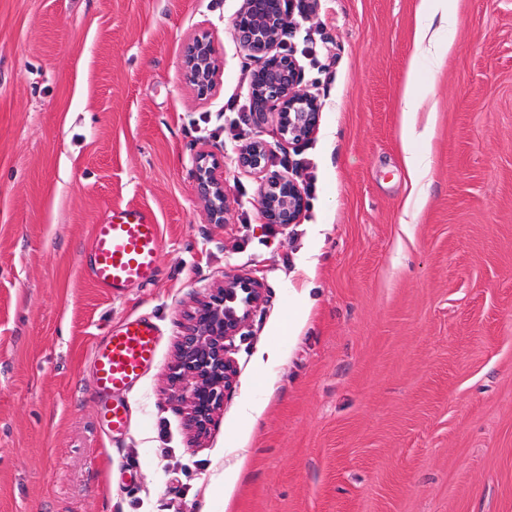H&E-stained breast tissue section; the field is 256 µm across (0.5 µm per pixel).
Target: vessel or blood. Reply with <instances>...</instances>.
Returning a JSON list of instances; mask_svg holds the SVG:
<instances>
[{
	"mask_svg": "<svg viewBox=\"0 0 512 512\" xmlns=\"http://www.w3.org/2000/svg\"><path fill=\"white\" fill-rule=\"evenodd\" d=\"M162 251L160 226L153 216L134 207L121 208L112 211L109 220L93 225L82 268L94 288L115 297L132 285H152L161 271ZM159 347L160 332L153 321L126 319L93 351L98 391L132 387L156 364Z\"/></svg>",
	"mask_w": 512,
	"mask_h": 512,
	"instance_id": "vessel-or-blood-1",
	"label": "vessel or blood"
}]
</instances>
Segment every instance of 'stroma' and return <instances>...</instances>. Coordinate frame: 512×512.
<instances>
[{
	"mask_svg": "<svg viewBox=\"0 0 512 512\" xmlns=\"http://www.w3.org/2000/svg\"><path fill=\"white\" fill-rule=\"evenodd\" d=\"M419 3L293 0L285 41L322 110L282 147L250 116L242 0H0V512H512V0H455L451 52L418 62L437 123L409 224ZM202 32L220 64L205 101L184 77ZM255 137L303 189L298 223L262 219L265 177L234 161ZM203 150L225 163L224 224L196 194ZM117 206L154 211L162 271L111 298L80 263ZM245 273L263 301L195 448L175 343L196 300ZM141 316L158 360L115 437L91 350Z\"/></svg>",
	"mask_w": 512,
	"mask_h": 512,
	"instance_id": "stroma-1",
	"label": "stroma"
}]
</instances>
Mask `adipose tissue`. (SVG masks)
I'll return each mask as SVG.
<instances>
[{"instance_id": "adipose-tissue-1", "label": "adipose tissue", "mask_w": 512, "mask_h": 512, "mask_svg": "<svg viewBox=\"0 0 512 512\" xmlns=\"http://www.w3.org/2000/svg\"><path fill=\"white\" fill-rule=\"evenodd\" d=\"M414 44L416 51H425L445 58L451 49L445 34L456 21L452 0H420L417 10ZM429 90L421 89L416 66H409L401 100V141L404 165L411 176L424 178L432 164L431 140L435 114L424 109Z\"/></svg>"}]
</instances>
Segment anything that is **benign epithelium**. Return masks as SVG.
Wrapping results in <instances>:
<instances>
[{"instance_id":"1","label":"benign epithelium","mask_w":512,"mask_h":512,"mask_svg":"<svg viewBox=\"0 0 512 512\" xmlns=\"http://www.w3.org/2000/svg\"><path fill=\"white\" fill-rule=\"evenodd\" d=\"M240 47L263 59L252 73L251 94L255 120L274 123L280 144L310 136L318 123L321 103L302 89L303 72L293 55L277 53L286 29L283 0H243L232 21ZM186 77L201 99L213 90L218 62L210 39L194 37L184 56ZM270 150L254 139L237 149L236 161L256 173L267 168ZM193 178L207 204L213 224L226 222L223 162L212 152L199 154ZM260 210L271 224H294L304 206L299 186L281 175L266 178L259 192ZM262 301V284L238 275L211 290L187 314L168 376L171 390L185 404L186 427L196 441L206 437L234 385L236 368L229 355L231 341Z\"/></svg>"}]
</instances>
